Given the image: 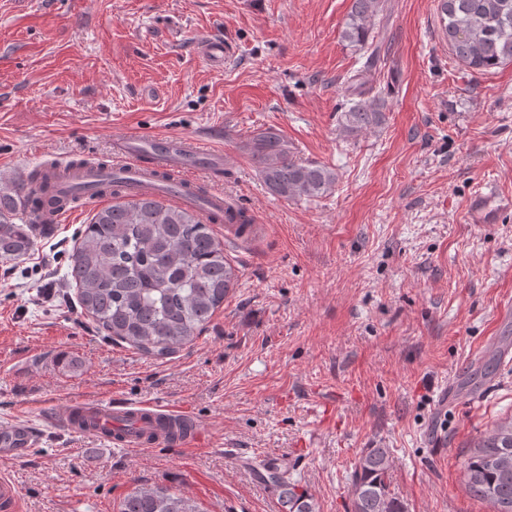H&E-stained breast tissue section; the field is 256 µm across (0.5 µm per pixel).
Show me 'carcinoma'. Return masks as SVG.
Returning <instances> with one entry per match:
<instances>
[{
    "label": "carcinoma",
    "mask_w": 512,
    "mask_h": 512,
    "mask_svg": "<svg viewBox=\"0 0 512 512\" xmlns=\"http://www.w3.org/2000/svg\"><path fill=\"white\" fill-rule=\"evenodd\" d=\"M443 34L452 54L467 67L489 71L512 64V0H440ZM383 11L381 0H352L343 40L363 47ZM372 48L364 69L348 80L355 97L341 115L344 131L355 135L385 120L384 101L373 95L367 73L376 67ZM247 148L268 189L284 199L319 198L336 182L329 168L303 162L272 129L253 135ZM58 203L38 171L0 180V258L17 259L45 232L41 213ZM193 209L157 198L115 202L96 212L70 256L68 281L77 287L82 313L116 345L166 357L194 341L224 304L237 281L211 224ZM391 462L385 448H369L350 475L349 512H405L389 492ZM468 491L512 512V419L498 424L465 463ZM265 478L285 512H316L308 489L288 471ZM120 512H197L190 497L163 488L136 487Z\"/></svg>",
    "instance_id": "1"
}]
</instances>
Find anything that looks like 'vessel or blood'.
I'll use <instances>...</instances> for the list:
<instances>
[{
	"label": "vessel or blood",
	"mask_w": 512,
	"mask_h": 512,
	"mask_svg": "<svg viewBox=\"0 0 512 512\" xmlns=\"http://www.w3.org/2000/svg\"><path fill=\"white\" fill-rule=\"evenodd\" d=\"M199 57L211 65H223L234 53L231 42L213 37L201 42L197 47ZM113 166L104 169H71L65 163L52 164V171L61 173L60 190L64 196H71L73 189L83 190L85 197H93L97 183L109 176L117 177L123 193L132 197L144 195L165 196L169 179H177L180 190L176 200L187 204L197 196L207 199V215H223L235 210L232 199L222 190H201L199 184L190 179L189 174L196 168H204L210 175H219L224 166V156L211 148L201 138L144 137L127 135L115 139L112 147ZM92 415L96 421L92 435L107 438L129 448L158 447L167 445L164 430L173 428L179 433L176 446L186 449L197 446L200 432L188 412L174 407L157 404H132L116 402L105 404L97 400L72 402L63 418L66 428H73L76 414ZM131 423L120 437L108 435V428ZM36 431L26 422L16 420L0 427V455L18 457L38 442ZM20 500L15 483L5 474L0 475V512H18Z\"/></svg>",
	"instance_id": "1"
}]
</instances>
